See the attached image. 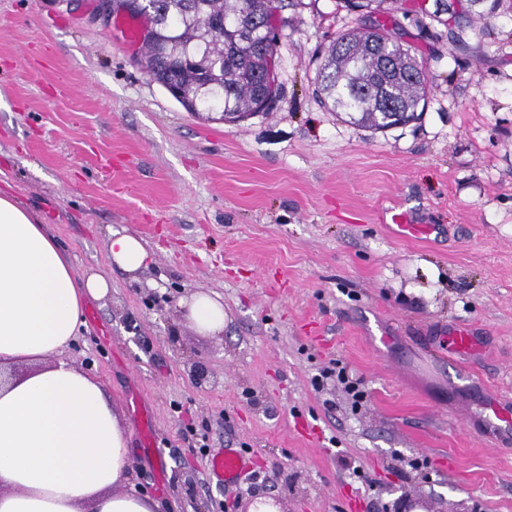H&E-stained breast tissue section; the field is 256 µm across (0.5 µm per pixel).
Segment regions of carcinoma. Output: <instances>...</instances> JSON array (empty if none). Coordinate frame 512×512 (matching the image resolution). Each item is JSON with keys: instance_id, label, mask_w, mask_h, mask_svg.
Segmentation results:
<instances>
[{"instance_id": "cac0c4a2", "label": "carcinoma", "mask_w": 512, "mask_h": 512, "mask_svg": "<svg viewBox=\"0 0 512 512\" xmlns=\"http://www.w3.org/2000/svg\"><path fill=\"white\" fill-rule=\"evenodd\" d=\"M112 13L160 16L142 69L152 81L185 89L190 112L238 119L271 102L265 69L274 48L242 42L243 14L273 25L278 0H109ZM318 91L334 112L357 127L388 129L414 120L427 96V75L394 28L379 20L339 34L317 72Z\"/></svg>"}]
</instances>
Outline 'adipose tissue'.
I'll return each instance as SVG.
<instances>
[{
  "label": "adipose tissue",
  "instance_id": "ef3b65f1",
  "mask_svg": "<svg viewBox=\"0 0 512 512\" xmlns=\"http://www.w3.org/2000/svg\"><path fill=\"white\" fill-rule=\"evenodd\" d=\"M107 251L130 274L149 259L120 231ZM109 289L101 275H75L40 216L0 190V512H155V500L121 488L130 450L104 385L61 357L87 302ZM183 309L197 332L223 334L219 298L198 291Z\"/></svg>",
  "mask_w": 512,
  "mask_h": 512
}]
</instances>
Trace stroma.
<instances>
[{"label": "stroma", "mask_w": 512, "mask_h": 512, "mask_svg": "<svg viewBox=\"0 0 512 512\" xmlns=\"http://www.w3.org/2000/svg\"><path fill=\"white\" fill-rule=\"evenodd\" d=\"M372 0L426 69L421 118L375 131L325 108L317 67L364 15L344 0H282L268 111L235 122L187 112L141 48L94 21L98 0H0V186L35 210L90 303L65 359L99 378L131 450L130 484L157 512H512V445L483 417L512 400V0ZM431 226L396 235L392 214ZM151 261L112 267L106 242ZM204 290L224 332L182 304ZM482 351L449 356L448 325ZM342 365L365 396L330 377ZM153 414L143 448L138 412ZM250 471L210 479L196 446ZM112 263L126 273H136L146 266L149 254L141 240L132 234L115 231L107 241ZM184 318L199 333L219 336L224 332V304L208 292L198 291L183 303Z\"/></svg>", "instance_id": "35a3bbf8"}]
</instances>
